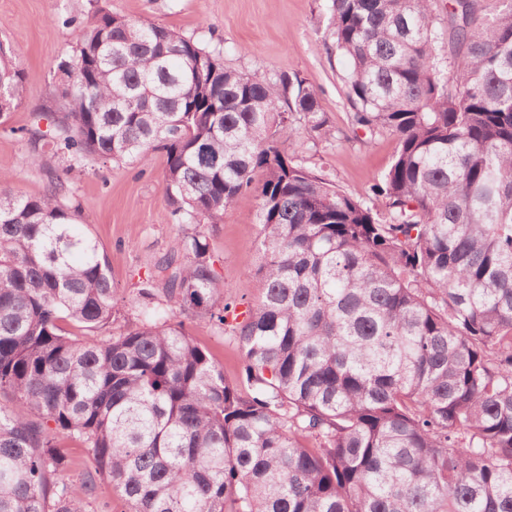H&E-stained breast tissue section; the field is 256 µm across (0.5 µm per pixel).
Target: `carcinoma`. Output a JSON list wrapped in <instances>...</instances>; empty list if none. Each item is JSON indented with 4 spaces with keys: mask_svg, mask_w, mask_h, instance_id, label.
I'll use <instances>...</instances> for the list:
<instances>
[{
    "mask_svg": "<svg viewBox=\"0 0 512 512\" xmlns=\"http://www.w3.org/2000/svg\"><path fill=\"white\" fill-rule=\"evenodd\" d=\"M440 2L327 0L352 131L397 143L384 214L285 151L297 120L330 132L300 75L226 68L148 18L78 29L27 163L162 152L180 227L255 192L259 295L236 314L184 235L137 323L69 334L115 318L109 259L61 176L1 188L0 512H85L103 479L125 512H512V0H446L439 22ZM20 82L0 65L11 103ZM166 303L230 328L238 380ZM61 439L93 461L77 484Z\"/></svg>",
    "mask_w": 512,
    "mask_h": 512,
    "instance_id": "obj_1",
    "label": "carcinoma"
}]
</instances>
